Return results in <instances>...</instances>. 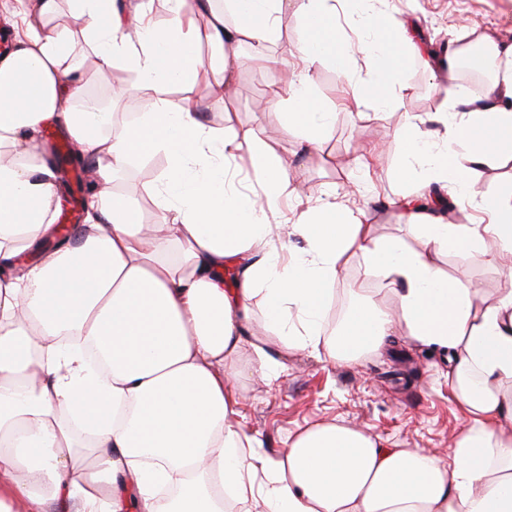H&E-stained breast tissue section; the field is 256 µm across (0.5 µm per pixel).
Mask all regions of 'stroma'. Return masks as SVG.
<instances>
[{
	"mask_svg": "<svg viewBox=\"0 0 512 512\" xmlns=\"http://www.w3.org/2000/svg\"><path fill=\"white\" fill-rule=\"evenodd\" d=\"M385 10L388 18L413 26L423 46L437 52L450 41L476 33L512 43V0H388ZM304 36L299 18L283 16L276 35L266 44L274 60L270 66L258 64L249 46H241L236 56L235 92L227 100H213L198 83L176 86L170 96L197 100L213 128L231 125L252 131L287 168L288 196L281 211L269 214L270 223H304L310 207L327 202L344 216L365 213L376 236L418 247L417 235L398 205L415 187L398 174L404 144L396 131L407 114L430 119L441 111L446 94L442 79L431 74L423 56L409 55L400 62L402 76L411 87L402 109L382 112L368 100L344 111L339 107L342 78L333 68H321L315 78V97L336 108V122L311 156L262 107L272 91L282 86L283 64L295 61ZM164 161L160 154L143 157L116 186L136 201L143 219L152 224L160 223L164 213L141 183L156 182ZM438 263L444 273L476 283L490 301L512 286L501 267L471 253L445 251ZM356 284L386 306L395 307L386 283L368 275L360 254L351 252L333 285L330 321L347 316ZM265 340L268 354L281 364L282 372L273 381L252 373L240 393L244 422L269 453L285 448L289 436L300 429L333 421L361 428L398 448H420L444 456L453 437L466 425L463 412L448 400V383L439 376L436 359L418 350L406 336H395L381 352L343 364L305 350H284L271 331Z\"/></svg>",
	"mask_w": 512,
	"mask_h": 512,
	"instance_id": "35a3bbf8",
	"label": "stroma"
}]
</instances>
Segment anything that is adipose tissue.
Segmentation results:
<instances>
[{
	"instance_id": "adipose-tissue-1",
	"label": "adipose tissue",
	"mask_w": 512,
	"mask_h": 512,
	"mask_svg": "<svg viewBox=\"0 0 512 512\" xmlns=\"http://www.w3.org/2000/svg\"><path fill=\"white\" fill-rule=\"evenodd\" d=\"M337 0H0L16 27L0 57V512H512V288L489 302L470 280L445 276L437 254L455 250L488 263L512 257V190L476 194L472 173L512 161V45L483 38L449 44L443 64L468 58L493 79L444 102L453 138L439 142L421 121L398 131L400 167L417 192L403 199L420 247L377 237L371 225L316 210L294 225L304 254L285 259L287 240L268 221L288 174L247 129L209 128L196 100L171 101L170 87L203 84L228 95L231 59L242 43L263 48L294 13L305 38L270 110L283 131L319 143L335 120L314 102L319 68L347 78L353 98L403 106L397 61L420 47L404 24L385 28L375 0L355 6L363 36L326 33ZM68 8L74 23L58 22ZM209 54H202V47ZM86 49L92 67L75 65ZM372 79H351L356 56ZM122 65L131 85L113 99L150 91L154 109L119 124L95 101L76 99L90 74ZM54 128L95 162L97 192L84 223L59 240V175L41 139ZM248 149L263 176L260 203L240 199L229 159ZM150 153L167 161L151 193L167 212L143 223L137 204L113 188L117 173ZM450 182L476 196L487 224H448L424 212L432 186ZM391 286L390 314L363 289L345 324L330 329L328 287L349 251ZM242 276L224 285V266ZM272 301L267 325L283 349L324 351L346 363L380 351L394 322L440 355L448 397L465 415L447 460L394 448L333 422L298 432L278 454L238 423L242 373L234 371L252 332V302ZM104 420L84 440L69 416Z\"/></svg>"
}]
</instances>
